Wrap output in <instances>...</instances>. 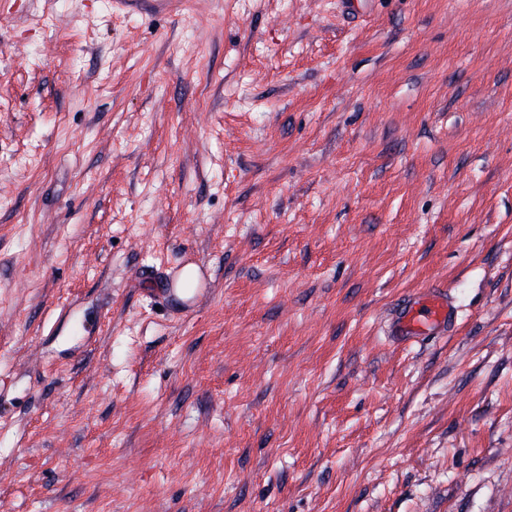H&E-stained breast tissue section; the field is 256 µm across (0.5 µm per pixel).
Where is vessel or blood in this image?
Here are the masks:
<instances>
[{
	"label": "vessel or blood",
	"mask_w": 512,
	"mask_h": 512,
	"mask_svg": "<svg viewBox=\"0 0 512 512\" xmlns=\"http://www.w3.org/2000/svg\"><path fill=\"white\" fill-rule=\"evenodd\" d=\"M457 325V311L447 294L431 289L410 295L397 304L388 325V334L399 341H413L423 336H447Z\"/></svg>",
	"instance_id": "obj_1"
}]
</instances>
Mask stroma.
Here are the masks:
<instances>
[{
    "mask_svg": "<svg viewBox=\"0 0 512 512\" xmlns=\"http://www.w3.org/2000/svg\"><path fill=\"white\" fill-rule=\"evenodd\" d=\"M1 499L512 512V0H0ZM390 315L388 334L403 342L422 336H447L457 325L456 307L448 294L439 289L408 296Z\"/></svg>",
    "mask_w": 512,
    "mask_h": 512,
    "instance_id": "stroma-1",
    "label": "stroma"
}]
</instances>
